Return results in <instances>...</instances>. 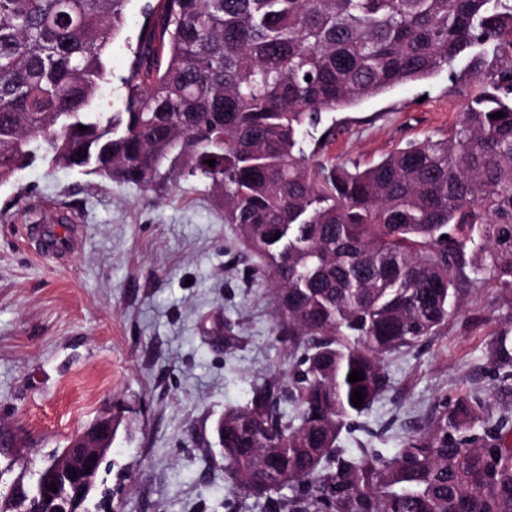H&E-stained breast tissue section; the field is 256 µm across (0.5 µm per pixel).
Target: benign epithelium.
<instances>
[{
	"label": "benign epithelium",
	"instance_id": "7a95c632",
	"mask_svg": "<svg viewBox=\"0 0 512 512\" xmlns=\"http://www.w3.org/2000/svg\"><path fill=\"white\" fill-rule=\"evenodd\" d=\"M115 436L116 422L112 416L98 417L51 457L34 484L17 482L10 487L8 496L35 501L41 509L78 512L96 485L100 464L111 450ZM52 483L57 488L55 492L50 487Z\"/></svg>",
	"mask_w": 512,
	"mask_h": 512
}]
</instances>
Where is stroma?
<instances>
[{
  "mask_svg": "<svg viewBox=\"0 0 512 512\" xmlns=\"http://www.w3.org/2000/svg\"><path fill=\"white\" fill-rule=\"evenodd\" d=\"M146 0H129L107 51L112 89L126 75ZM447 74L322 115L335 134L319 156L363 165L411 140L447 133L463 100ZM81 224L78 247L56 261L28 241L30 224ZM257 259L209 187L178 179L144 190L39 162L0 184V502L15 478L34 483L49 456L105 410L119 420L98 489L112 512H243L215 444L225 406L254 381L288 368L271 305L243 271ZM493 280L464 291L444 335L388 356L392 384L345 436L348 449L393 455L441 399L478 394L499 414L505 393L485 345L505 310ZM238 323L225 354L208 330Z\"/></svg>",
  "mask_w": 512,
  "mask_h": 512,
  "instance_id": "stroma-1",
  "label": "stroma"
}]
</instances>
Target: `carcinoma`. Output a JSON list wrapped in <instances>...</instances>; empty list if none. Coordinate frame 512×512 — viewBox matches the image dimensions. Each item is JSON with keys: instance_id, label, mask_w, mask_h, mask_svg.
I'll return each instance as SVG.
<instances>
[{"instance_id": "cac0c4a2", "label": "carcinoma", "mask_w": 512, "mask_h": 512, "mask_svg": "<svg viewBox=\"0 0 512 512\" xmlns=\"http://www.w3.org/2000/svg\"><path fill=\"white\" fill-rule=\"evenodd\" d=\"M127 3L0 0V184L40 160L224 201L291 361L218 420L263 512H512V418L489 424L476 396L437 403L392 456L339 447L391 384L387 355L442 335L487 276L512 295V0H151L104 112ZM442 73L473 86L448 134L317 159L322 113ZM485 358L512 389V298Z\"/></svg>"}]
</instances>
